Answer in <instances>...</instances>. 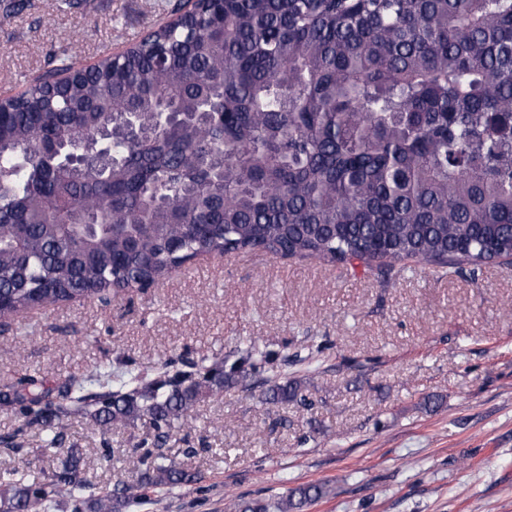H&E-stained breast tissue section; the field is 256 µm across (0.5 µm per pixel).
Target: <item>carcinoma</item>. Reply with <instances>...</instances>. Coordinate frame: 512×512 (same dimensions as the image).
Masks as SVG:
<instances>
[{
	"label": "carcinoma",
	"mask_w": 512,
	"mask_h": 512,
	"mask_svg": "<svg viewBox=\"0 0 512 512\" xmlns=\"http://www.w3.org/2000/svg\"><path fill=\"white\" fill-rule=\"evenodd\" d=\"M18 96L0 99V321L75 298L155 286L199 254L357 264L390 281L407 261L452 268L512 257V0H203L120 57L86 65L74 46ZM218 119L140 141L91 138L169 104ZM86 154L80 171L64 163ZM256 343L188 369L96 367L55 387L0 388L57 449L64 419L166 445L205 396L258 366L271 403L306 404ZM195 475L158 455L138 488ZM323 487L239 512H301ZM119 512L68 455L46 477L0 478V512Z\"/></svg>",
	"instance_id": "carcinoma-1"
}]
</instances>
